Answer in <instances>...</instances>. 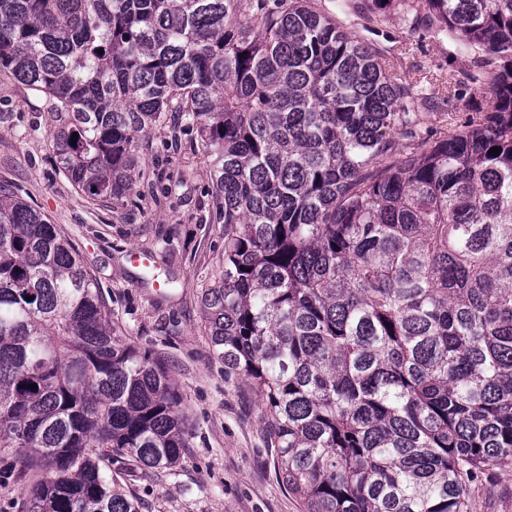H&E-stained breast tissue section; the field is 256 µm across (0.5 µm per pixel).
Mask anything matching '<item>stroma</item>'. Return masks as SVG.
I'll return each instance as SVG.
<instances>
[{
  "mask_svg": "<svg viewBox=\"0 0 512 512\" xmlns=\"http://www.w3.org/2000/svg\"><path fill=\"white\" fill-rule=\"evenodd\" d=\"M348 31L394 56L411 80L456 85L466 108L492 96L468 79L473 53L429 24L411 26L401 6L372 0H318ZM53 108L46 95L0 72V185L10 187L68 236L95 278L117 335L160 362L181 396L189 436L176 466L139 469L113 454V478L139 512H302L276 472L264 405L239 378L224 374L206 334L200 296L224 271V222L197 132L176 117L137 137L133 187L117 203L92 200L72 185L52 150ZM150 257L133 265L130 251ZM470 512H512V477L484 476Z\"/></svg>",
  "mask_w": 512,
  "mask_h": 512,
  "instance_id": "1",
  "label": "stroma"
}]
</instances>
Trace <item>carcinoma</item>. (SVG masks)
<instances>
[{
    "label": "carcinoma",
    "instance_id": "obj_1",
    "mask_svg": "<svg viewBox=\"0 0 512 512\" xmlns=\"http://www.w3.org/2000/svg\"><path fill=\"white\" fill-rule=\"evenodd\" d=\"M406 9L481 52L492 94L434 142L456 87L416 89L307 0H0V71L53 100L89 197L128 194L166 113L198 128L224 219L203 318L303 512H467L512 473V0ZM186 434L69 240L0 189V448L36 472L27 512H139L105 462L171 468Z\"/></svg>",
    "mask_w": 512,
    "mask_h": 512
}]
</instances>
